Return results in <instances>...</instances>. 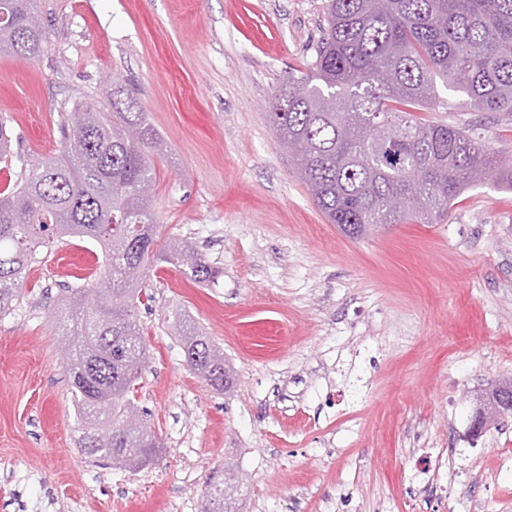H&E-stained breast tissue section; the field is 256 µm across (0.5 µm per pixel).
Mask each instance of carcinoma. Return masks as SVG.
<instances>
[{"label":"carcinoma","instance_id":"cac0c4a2","mask_svg":"<svg viewBox=\"0 0 512 512\" xmlns=\"http://www.w3.org/2000/svg\"><path fill=\"white\" fill-rule=\"evenodd\" d=\"M37 3L0 0L1 54L44 52ZM439 83L476 112H512V0H327L315 61L288 73L268 119L329 223L352 237L382 224H437L495 174L512 188V168L496 169L475 130L416 119L422 108H448ZM62 138L59 154L35 159L0 191V313L22 298L48 230L100 247L103 276L63 299L78 443L90 458L140 469L159 440L146 421L125 423L148 355L136 313L140 276L129 269L163 260L200 284L219 271L191 244L157 236L141 188L155 181L161 141L127 88L114 82L107 103L77 104ZM11 157L0 119V162ZM399 196L406 205L396 211ZM178 326L187 365L224 390V354L187 319ZM204 512H239L226 483L210 485Z\"/></svg>","mask_w":512,"mask_h":512}]
</instances>
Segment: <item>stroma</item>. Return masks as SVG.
<instances>
[{
  "instance_id": "35a3bbf8",
  "label": "stroma",
  "mask_w": 512,
  "mask_h": 512,
  "mask_svg": "<svg viewBox=\"0 0 512 512\" xmlns=\"http://www.w3.org/2000/svg\"><path fill=\"white\" fill-rule=\"evenodd\" d=\"M324 0H39L37 59L0 55V116L14 161L59 153L74 103L129 85L158 132L161 239L197 246L204 285L151 263L138 318L149 351L135 405L161 439L131 473L78 445L66 289L95 285L101 251L66 238L41 254L0 315V512H202L207 478L239 477L241 512H512V414L478 436L476 398L512 377V189H470L438 224L354 238L328 223L266 114L315 59ZM425 123L478 127L512 165V114L440 89ZM223 349L233 385L190 370L172 326ZM448 457L434 495L419 476Z\"/></svg>"
}]
</instances>
